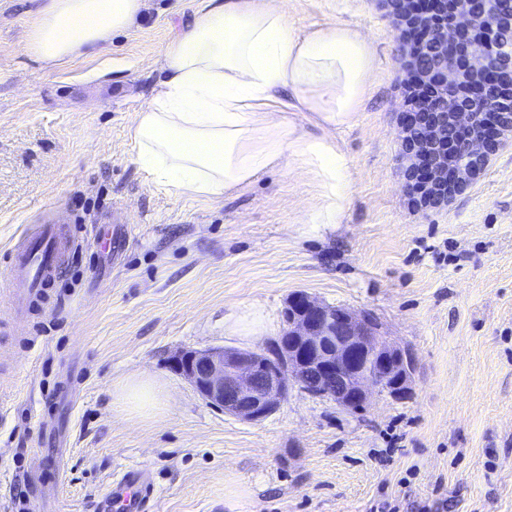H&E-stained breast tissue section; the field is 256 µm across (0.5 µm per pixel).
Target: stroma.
<instances>
[{"label": "stroma", "instance_id": "stroma-1", "mask_svg": "<svg viewBox=\"0 0 512 512\" xmlns=\"http://www.w3.org/2000/svg\"><path fill=\"white\" fill-rule=\"evenodd\" d=\"M42 4L0 0V255L49 220L84 243L26 328L0 292V512H93L130 468L152 478L151 512H512V142L448 205L414 204L382 0H288L298 27H360L377 64L339 133L345 220L318 228L297 221L312 184L284 171L212 202L134 163L155 63L200 0H144L107 49L49 68L22 48ZM119 225L103 257L94 229ZM298 291L372 313L415 356L411 393L350 414L295 390L249 423L176 373L183 350L266 347ZM138 371L170 393L147 419L112 407Z\"/></svg>", "mask_w": 512, "mask_h": 512}]
</instances>
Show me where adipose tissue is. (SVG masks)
Here are the masks:
<instances>
[{
  "label": "adipose tissue",
  "mask_w": 512,
  "mask_h": 512,
  "mask_svg": "<svg viewBox=\"0 0 512 512\" xmlns=\"http://www.w3.org/2000/svg\"><path fill=\"white\" fill-rule=\"evenodd\" d=\"M142 7L143 0H46L23 49L46 66L93 52ZM159 66L133 133L135 161L157 185L217 200L279 168L315 184L299 223L343 222L351 161L336 132L354 122L376 77L362 29L296 28L287 0H203ZM169 399L142 373L116 386L112 404L139 417Z\"/></svg>",
  "instance_id": "1"
}]
</instances>
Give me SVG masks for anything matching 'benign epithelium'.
<instances>
[{
  "label": "benign epithelium",
  "instance_id": "obj_1",
  "mask_svg": "<svg viewBox=\"0 0 512 512\" xmlns=\"http://www.w3.org/2000/svg\"><path fill=\"white\" fill-rule=\"evenodd\" d=\"M383 2L409 86L400 122L407 193L421 208H438L480 178L512 132V112H493L485 99L491 89L512 91V47L487 50L491 36L512 31V13L474 0ZM284 322L264 350L181 351L174 367L206 403L251 423L273 415L294 387L350 413L375 395L411 391L412 352L382 336L371 314L297 292Z\"/></svg>",
  "mask_w": 512,
  "mask_h": 512
}]
</instances>
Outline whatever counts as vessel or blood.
I'll return each mask as SVG.
<instances>
[{
    "label": "vessel or blood",
    "mask_w": 512,
    "mask_h": 512,
    "mask_svg": "<svg viewBox=\"0 0 512 512\" xmlns=\"http://www.w3.org/2000/svg\"><path fill=\"white\" fill-rule=\"evenodd\" d=\"M79 237L62 224H43L30 236L19 239L9 249L8 286L11 314L23 323L33 302L43 296L65 256L77 252ZM153 484L140 471L121 473L107 486L98 504L99 512H147Z\"/></svg>",
    "instance_id": "obj_1"
}]
</instances>
